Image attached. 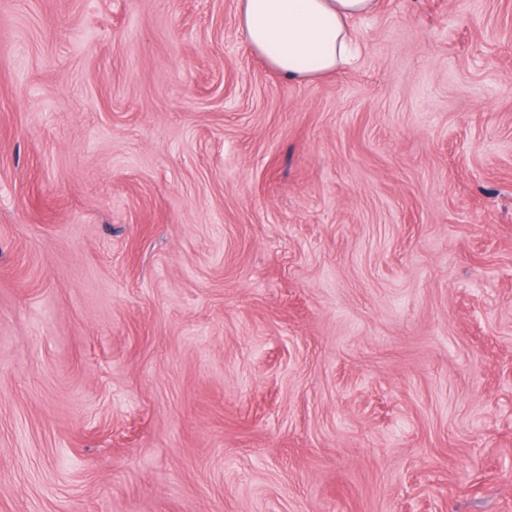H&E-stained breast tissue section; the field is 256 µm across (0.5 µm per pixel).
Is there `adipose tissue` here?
<instances>
[{"instance_id":"ef3b65f1","label":"adipose tissue","mask_w":512,"mask_h":512,"mask_svg":"<svg viewBox=\"0 0 512 512\" xmlns=\"http://www.w3.org/2000/svg\"><path fill=\"white\" fill-rule=\"evenodd\" d=\"M378 0H239L249 47L291 83L350 66L358 44L351 19L374 13Z\"/></svg>"}]
</instances>
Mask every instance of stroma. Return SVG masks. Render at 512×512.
I'll return each instance as SVG.
<instances>
[{
  "mask_svg": "<svg viewBox=\"0 0 512 512\" xmlns=\"http://www.w3.org/2000/svg\"><path fill=\"white\" fill-rule=\"evenodd\" d=\"M351 28L0 0V512H512V0ZM378 0H239L249 47L291 83L350 66L358 44L349 28L374 13Z\"/></svg>",
  "mask_w": 512,
  "mask_h": 512,
  "instance_id": "stroma-1",
  "label": "stroma"
}]
</instances>
